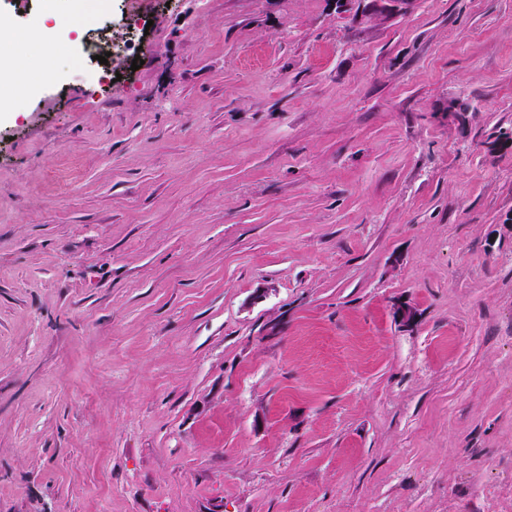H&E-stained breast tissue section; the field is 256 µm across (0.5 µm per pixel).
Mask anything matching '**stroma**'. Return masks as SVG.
<instances>
[{"mask_svg":"<svg viewBox=\"0 0 512 512\" xmlns=\"http://www.w3.org/2000/svg\"><path fill=\"white\" fill-rule=\"evenodd\" d=\"M127 13L0 120V512H512V0Z\"/></svg>","mask_w":512,"mask_h":512,"instance_id":"35a3bbf8","label":"stroma"}]
</instances>
